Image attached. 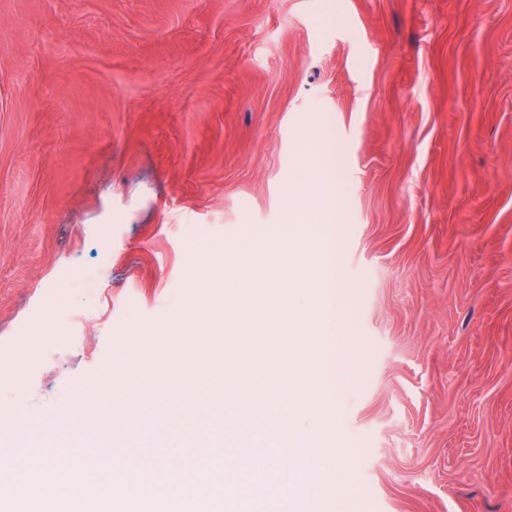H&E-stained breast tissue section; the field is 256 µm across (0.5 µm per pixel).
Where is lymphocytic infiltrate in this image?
I'll use <instances>...</instances> for the list:
<instances>
[{
	"instance_id": "lymphocytic-infiltrate-1",
	"label": "lymphocytic infiltrate",
	"mask_w": 512,
	"mask_h": 512,
	"mask_svg": "<svg viewBox=\"0 0 512 512\" xmlns=\"http://www.w3.org/2000/svg\"><path fill=\"white\" fill-rule=\"evenodd\" d=\"M254 332L246 339L234 336H209L196 347L169 344L162 362L145 355L120 350V362L100 366L74 383L71 395L84 410L79 424L95 425L101 405L129 420L162 393L189 397L199 404L237 399L236 425L249 435L275 428L288 435L287 419L269 421L264 416L268 397L278 393L301 396L310 386L309 368L303 361L290 358L287 345L265 332L264 319L253 321ZM236 350L240 363L224 364L226 350Z\"/></svg>"
}]
</instances>
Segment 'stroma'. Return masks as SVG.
Masks as SVG:
<instances>
[{"label": "stroma", "instance_id": "obj_1", "mask_svg": "<svg viewBox=\"0 0 512 512\" xmlns=\"http://www.w3.org/2000/svg\"><path fill=\"white\" fill-rule=\"evenodd\" d=\"M307 142L361 368L290 428L353 485L280 512H512V0H0V401L57 457L72 383L221 304L195 251L320 233L285 192ZM247 285L229 324L279 323L288 268Z\"/></svg>", "mask_w": 512, "mask_h": 512}]
</instances>
